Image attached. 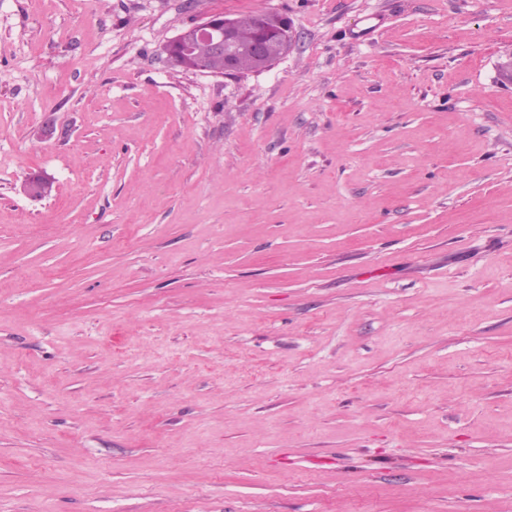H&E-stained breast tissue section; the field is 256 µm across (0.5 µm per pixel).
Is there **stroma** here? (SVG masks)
Segmentation results:
<instances>
[{
    "mask_svg": "<svg viewBox=\"0 0 512 512\" xmlns=\"http://www.w3.org/2000/svg\"><path fill=\"white\" fill-rule=\"evenodd\" d=\"M266 11L269 69L167 56ZM511 44L512 0H0V512H512ZM262 26L265 33L264 39L253 47V53L260 68H269L278 56L274 54V47L279 42V49L288 47L290 50L300 40L301 35L289 21L269 20L262 16ZM236 20L234 17L224 14H210L200 22L180 32L168 45V55L173 63L182 57L192 53L194 45L198 41L207 42L215 53H224L223 56H214L209 49L200 45L196 50V57L205 60L214 73L233 74L241 71H256L257 65L251 57L243 53L238 59V71L236 66L235 50ZM274 40L273 44L270 41Z\"/></svg>",
    "mask_w": 512,
    "mask_h": 512,
    "instance_id": "stroma-1",
    "label": "stroma"
}]
</instances>
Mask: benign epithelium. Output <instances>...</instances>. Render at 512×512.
<instances>
[{
  "mask_svg": "<svg viewBox=\"0 0 512 512\" xmlns=\"http://www.w3.org/2000/svg\"><path fill=\"white\" fill-rule=\"evenodd\" d=\"M264 39L253 47L257 65L268 68L277 61L274 44L280 43L279 49L294 47L300 40L299 32L286 20L263 19ZM236 20L222 14H210L201 21L180 32L168 45V55L172 62L192 53L198 41L207 42L216 53L224 54V73L237 72L235 50Z\"/></svg>",
  "mask_w": 512,
  "mask_h": 512,
  "instance_id": "obj_1",
  "label": "benign epithelium"
}]
</instances>
